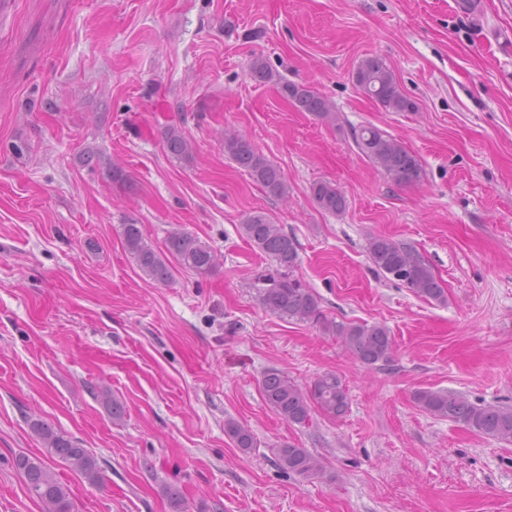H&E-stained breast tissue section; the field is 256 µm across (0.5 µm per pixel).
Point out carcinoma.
<instances>
[{
    "label": "carcinoma",
    "instance_id": "cac0c4a2",
    "mask_svg": "<svg viewBox=\"0 0 512 512\" xmlns=\"http://www.w3.org/2000/svg\"><path fill=\"white\" fill-rule=\"evenodd\" d=\"M250 75L260 81H276L281 96L301 112L333 123V104L312 87L275 77L263 56L255 55L250 63ZM356 86L385 109L411 112L415 104L401 91L393 71L379 57H367L353 73ZM356 147L374 166L397 185L416 183L421 179L422 166L415 154L394 136L375 126H362L354 131ZM165 144L173 156L189 155V144L182 130L171 127L165 133ZM224 154L245 169L249 176L269 195H288V182L280 168L257 151L242 135L224 133ZM316 205L328 213H341L346 199L335 184L318 181L310 187ZM241 232L275 265V272L257 279L255 288L261 304L270 312L307 323L319 332L338 336L345 349L365 366L387 362L391 358L394 339L389 328L381 323L336 322L321 307L319 297L295 275L300 256L294 238L285 233L262 211L246 215ZM127 251L141 271L150 279L167 283L173 265L193 271L200 277L211 275L219 264L215 250L200 238L174 229L166 238V251L158 252L146 240L137 224L123 225ZM367 252L373 265L419 297L445 301V292L432 269L410 248L385 236H372ZM261 391L265 403L285 422L309 426L313 415L336 418L346 413L349 396L342 380L332 372L317 376L308 385H301L288 374L272 369L262 378ZM415 400L428 413L453 421L465 429L498 441L512 442V406L476 404L463 396L441 390H422ZM29 426L50 450L51 455L66 461L90 482L99 480L97 459L71 437L42 419H32ZM224 432L237 448L247 452L257 447L249 426L227 419ZM277 465L304 478L322 474L320 461L305 448L285 444L277 449ZM15 468L23 474L28 492L43 502L47 512H75L67 489L56 478L50 464L40 457L18 454Z\"/></svg>",
    "mask_w": 512,
    "mask_h": 512
}]
</instances>
